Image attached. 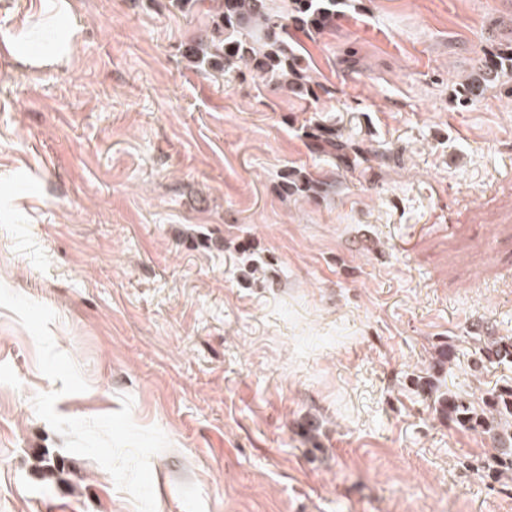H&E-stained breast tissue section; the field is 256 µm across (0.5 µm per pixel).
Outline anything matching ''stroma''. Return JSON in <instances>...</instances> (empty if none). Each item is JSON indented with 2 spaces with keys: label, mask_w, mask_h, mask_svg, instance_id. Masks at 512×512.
<instances>
[{
  "label": "stroma",
  "mask_w": 512,
  "mask_h": 512,
  "mask_svg": "<svg viewBox=\"0 0 512 512\" xmlns=\"http://www.w3.org/2000/svg\"><path fill=\"white\" fill-rule=\"evenodd\" d=\"M70 2L62 68L24 50L34 0H0V284L56 313L89 384L57 412L132 396L170 441L157 512H512L487 437L422 389L512 387L480 358L512 337V74L461 91L512 0H346L304 43L308 100L189 65L207 7ZM317 123L366 161L313 153ZM57 388L0 307V512H136L36 415Z\"/></svg>",
  "instance_id": "1"
}]
</instances>
